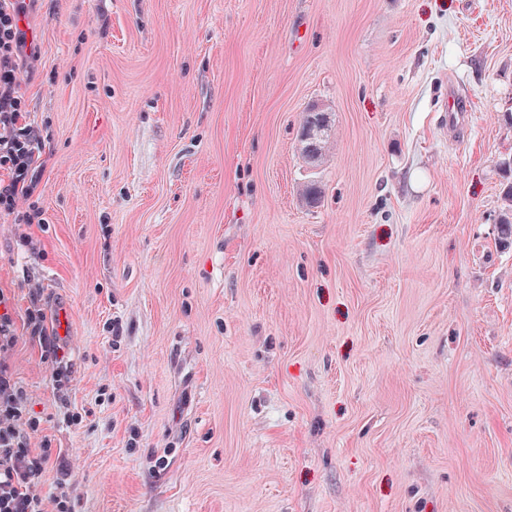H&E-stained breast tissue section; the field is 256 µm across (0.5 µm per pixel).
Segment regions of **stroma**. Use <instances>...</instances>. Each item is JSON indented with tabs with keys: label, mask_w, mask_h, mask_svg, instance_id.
<instances>
[{
	"label": "stroma",
	"mask_w": 512,
	"mask_h": 512,
	"mask_svg": "<svg viewBox=\"0 0 512 512\" xmlns=\"http://www.w3.org/2000/svg\"><path fill=\"white\" fill-rule=\"evenodd\" d=\"M25 24L46 165L0 215V295L37 492L512 512V0H40ZM33 286L70 312L67 378ZM470 101L466 96L454 91L448 93V124L461 130L468 129L470 117ZM29 306L26 309L27 328L30 338L37 341L47 359L56 366L57 378L67 377L71 369V360L68 357L66 338L58 333L53 322L49 324L45 302L39 288L29 289Z\"/></svg>",
	"instance_id": "obj_1"
}]
</instances>
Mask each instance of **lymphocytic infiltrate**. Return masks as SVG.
<instances>
[{"mask_svg":"<svg viewBox=\"0 0 512 512\" xmlns=\"http://www.w3.org/2000/svg\"><path fill=\"white\" fill-rule=\"evenodd\" d=\"M39 0H0V210L13 212L30 187L39 168L41 142L36 130L22 116L20 82L22 69L37 59L25 17ZM26 312L31 339L37 341L59 376H67L71 361L65 337L49 324L39 288H31ZM14 314L0 295V512H48L35 483L50 460L48 453H34L28 443L37 421L28 409L26 392L12 381L6 354L12 347Z\"/></svg>","mask_w":512,"mask_h":512,"instance_id":"obj_1","label":"lymphocytic infiltrate"}]
</instances>
